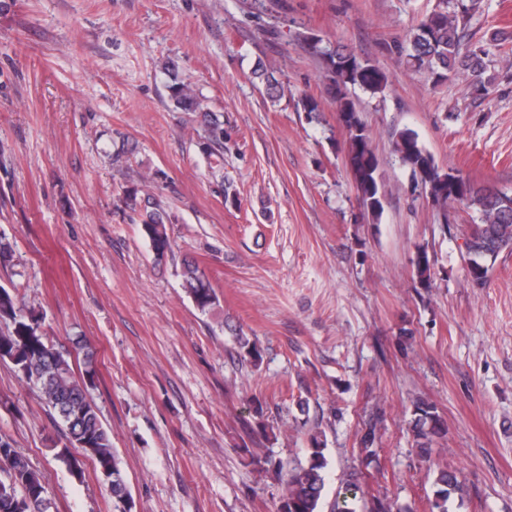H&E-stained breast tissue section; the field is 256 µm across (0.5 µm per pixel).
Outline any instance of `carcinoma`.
<instances>
[{"mask_svg": "<svg viewBox=\"0 0 512 512\" xmlns=\"http://www.w3.org/2000/svg\"><path fill=\"white\" fill-rule=\"evenodd\" d=\"M481 3L482 0H437L405 40L390 47L391 52L397 55L400 64L428 74L435 87L465 72L475 94L487 96L497 79L490 73L489 51L482 45L465 48L462 44L465 29ZM300 43L322 62L327 94L339 124L347 133L345 160L353 164L348 173L355 184L359 206L364 216L377 223L384 211V184L369 132L350 91L358 88L372 97H382L389 86L388 73L370 57L345 45H325L311 35L303 36ZM165 71L171 75L169 91L175 108L202 117L197 130L201 149L214 158L216 165H222L224 122L211 112L199 91L179 78L176 63H167ZM253 75L264 85L271 100L278 101L288 95V84L274 73L257 67ZM392 152L409 169L412 191L420 189L425 193L438 209L443 223H448V207L457 203L480 215L481 222L472 225L465 238L466 254L477 257V263L467 273L474 283L485 282L498 255L512 250V193L476 187L453 169L443 170L410 128L394 133ZM158 177L157 172L145 174L138 183L125 187L120 211L124 215L133 214L151 248L165 255L172 248L169 224L173 219L149 193ZM415 268L420 285L432 287V263L426 249H418ZM181 278L184 291L200 313L207 314L217 306V293L195 260H183ZM74 350L83 354V370L79 375L72 367L71 354L59 350L45 333L42 313L19 298L18 292L0 286V361L11 363L18 376L36 387L41 400L56 413L65 440L55 453L56 460L71 475L80 478L85 459H91L110 486L115 512H130L128 503L132 497L121 462L91 397L98 380L95 353L79 336L74 339ZM413 413L416 447L426 452L435 439L446 433L447 424L437 407L426 400L416 401ZM376 432V425L367 426L359 442L358 455L367 459L375 456ZM309 445L306 462L288 466L277 512H323L327 462L317 436L310 437ZM434 484L437 490L433 507L438 512H448V497L463 489L454 474L444 471L438 474ZM52 509L53 502L46 494L40 474L15 450L13 443L0 437V512H52Z\"/></svg>", "mask_w": 512, "mask_h": 512, "instance_id": "1", "label": "carcinoma"}]
</instances>
